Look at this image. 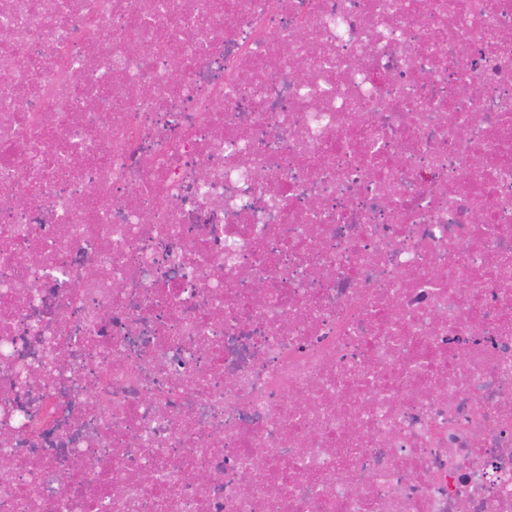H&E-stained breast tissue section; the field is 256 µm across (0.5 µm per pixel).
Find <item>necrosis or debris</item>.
Returning <instances> with one entry per match:
<instances>
[{
    "label": "necrosis or debris",
    "instance_id": "1",
    "mask_svg": "<svg viewBox=\"0 0 512 512\" xmlns=\"http://www.w3.org/2000/svg\"><path fill=\"white\" fill-rule=\"evenodd\" d=\"M0 512H512V0H0Z\"/></svg>",
    "mask_w": 512,
    "mask_h": 512
}]
</instances>
